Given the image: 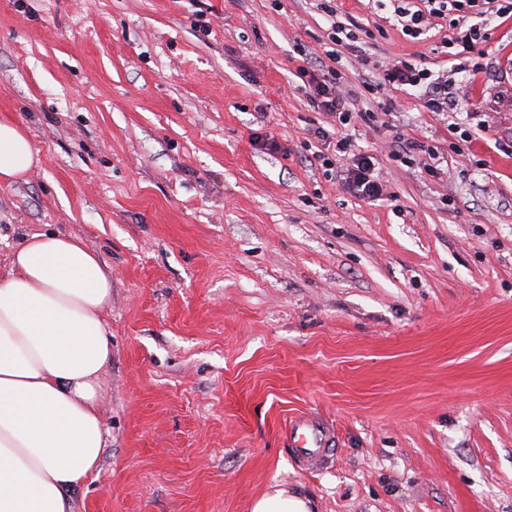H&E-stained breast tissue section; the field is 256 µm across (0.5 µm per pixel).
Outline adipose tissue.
I'll use <instances>...</instances> for the list:
<instances>
[{
  "mask_svg": "<svg viewBox=\"0 0 512 512\" xmlns=\"http://www.w3.org/2000/svg\"><path fill=\"white\" fill-rule=\"evenodd\" d=\"M36 162L27 128L0 117V182ZM111 301V272L74 235H31L0 275V512H72L96 471Z\"/></svg>",
  "mask_w": 512,
  "mask_h": 512,
  "instance_id": "1",
  "label": "adipose tissue"
}]
</instances>
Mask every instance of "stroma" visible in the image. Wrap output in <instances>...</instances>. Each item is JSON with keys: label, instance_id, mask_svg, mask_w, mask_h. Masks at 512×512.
Segmentation results:
<instances>
[{"label": "stroma", "instance_id": "1", "mask_svg": "<svg viewBox=\"0 0 512 512\" xmlns=\"http://www.w3.org/2000/svg\"><path fill=\"white\" fill-rule=\"evenodd\" d=\"M321 2L0 0V115L38 156L0 183V270L38 232L112 270L108 437L74 512H251L280 487L318 512H512V17L488 4L457 74L448 18L413 38L392 0ZM402 58L457 109L385 84ZM300 66L341 72L394 199L325 173L334 119ZM401 135L426 145L405 164ZM303 413L337 432L318 470L287 445Z\"/></svg>", "mask_w": 512, "mask_h": 512}]
</instances>
